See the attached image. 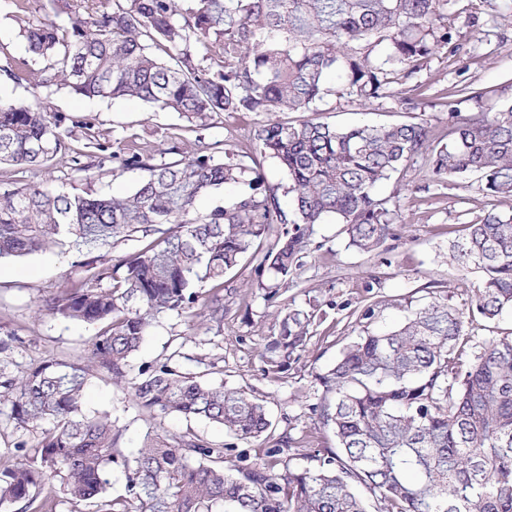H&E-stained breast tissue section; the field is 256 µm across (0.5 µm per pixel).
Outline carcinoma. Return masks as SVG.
<instances>
[{
	"label": "carcinoma",
	"mask_w": 512,
	"mask_h": 512,
	"mask_svg": "<svg viewBox=\"0 0 512 512\" xmlns=\"http://www.w3.org/2000/svg\"><path fill=\"white\" fill-rule=\"evenodd\" d=\"M453 0H102L67 24L23 27L29 53L46 61L35 85L66 86L88 98H136L154 112H176L206 127L221 112L264 113L244 157L216 141L193 156L156 162V150L116 138L113 175L144 176L124 196L74 194L40 182L0 192V257L56 247L87 248L80 271L40 306L52 319L98 328L83 365L53 359L0 385L17 428L36 433L27 458L0 467V512L18 502L55 512L63 493L96 512H512V336L482 342L465 320L491 321L512 310V218L493 210L448 245L464 273L479 274L469 313L436 295L391 329L362 330L315 380L314 405L336 448L292 467L288 438H273L255 396L183 373L171 361L127 378L129 358L163 314L201 318L221 330L224 274L244 259L258 285L293 280L314 226L344 225L350 246L370 253L395 217L379 185L430 152L439 180L477 178L486 198H512V104L470 118L448 109V142L431 146L423 121L337 126L278 112H317L324 96L365 106L389 97L448 47L442 24ZM0 70L31 74L25 60ZM72 131L40 105L0 100V167L33 171L68 160L80 171L103 157L72 146ZM274 160L286 183L270 184L261 160ZM234 185L222 203L199 200ZM138 246L111 261L94 250ZM200 283L212 294L202 299ZM319 303L292 309L265 350L285 367L304 350ZM98 370L125 384L146 411L205 418L242 442H262L250 458L234 444L195 434L147 433L136 454L118 448L106 413L83 409V389ZM125 469L127 496L108 499L109 471Z\"/></svg>",
	"instance_id": "obj_1"
}]
</instances>
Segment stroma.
I'll list each match as a JSON object with an SVG mask.
<instances>
[{"mask_svg": "<svg viewBox=\"0 0 512 512\" xmlns=\"http://www.w3.org/2000/svg\"><path fill=\"white\" fill-rule=\"evenodd\" d=\"M451 14L471 16L472 25H458L451 48L430 57L410 78L393 84L389 98L364 107L336 96H325L321 120L339 125H380L409 119L405 97H415L434 142L448 140V111L462 117L489 112L512 104V0H454ZM21 24L6 0H0V65L6 58H31L20 33ZM468 85L485 90L482 100L454 96V87ZM0 98L17 104L48 107L71 129L74 147L88 142L76 120L89 116L94 129L105 138L137 135L162 151L163 161L187 156L196 142L224 141L237 154L251 152V132L261 115L224 112L211 125L185 129L177 113L153 112L137 99L88 100L69 88L47 93L27 81L0 85ZM138 172L116 178L111 166L89 171L57 164L39 172L38 180L52 188L117 195L129 190ZM398 216L392 234L375 252L363 254L348 245L341 224L330 220L317 225L313 242L301 259L293 284L276 292L258 288L251 267L237 268L224 276L220 297L224 303L222 331H209L198 319L169 314L160 317L141 349L130 360L131 373L141 366L174 358L183 372L240 388L263 400L272 421L274 437L308 441L313 448H332L334 434L323 428L312 412L317 402L315 376L333 365L342 348L362 330L357 308L374 305L372 329L399 324L408 305H419L436 294L447 296L459 310H467L477 274L461 276L448 261V240L461 225L478 222L487 210L512 215V200L495 202L476 189L452 181L433 179L425 156L379 189ZM86 257L74 248L0 259V337L14 341L0 353V382L22 376L47 358L81 361L93 341L96 327L39 316L37 302L63 288L70 274ZM319 301L324 316L310 327L304 351L291 359L287 369L272 373L265 345L277 331L280 312L308 307ZM84 408L108 413L120 433L119 446L126 453L139 448L146 433L192 432L216 445L228 443L222 427L198 418L169 415L151 418L135 403L128 390L113 385L104 374L92 377L85 389Z\"/></svg>", "mask_w": 512, "mask_h": 512, "instance_id": "1", "label": "stroma"}]
</instances>
